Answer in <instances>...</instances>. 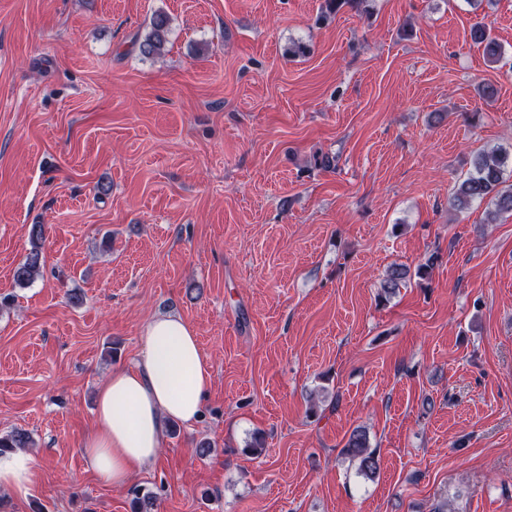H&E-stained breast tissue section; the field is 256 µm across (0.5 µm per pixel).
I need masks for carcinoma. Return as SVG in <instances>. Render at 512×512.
Instances as JSON below:
<instances>
[{
    "label": "carcinoma",
    "instance_id": "1",
    "mask_svg": "<svg viewBox=\"0 0 512 512\" xmlns=\"http://www.w3.org/2000/svg\"><path fill=\"white\" fill-rule=\"evenodd\" d=\"M169 17L160 12L153 16L145 38L139 42V52L145 57L159 56L163 53L169 34ZM472 41L484 46L489 62H498L501 48L487 28L477 22L470 30ZM506 156L499 149L492 148L479 153L473 161V169L468 176L453 189L451 202L459 210L468 208L474 201H488L499 212H512V183L505 178ZM45 228L42 224L30 227V249L24 259L15 267L13 278L20 286L33 282L41 273V242ZM434 259L430 258L412 271L408 267L394 264L389 267L381 283L380 298L387 301L397 294L412 277L425 279L429 276ZM30 436L21 430L0 435V453L16 448L30 447ZM345 454L358 460L359 471L367 476L377 472L376 451L369 446V439L362 429L354 430L345 445Z\"/></svg>",
    "mask_w": 512,
    "mask_h": 512
}]
</instances>
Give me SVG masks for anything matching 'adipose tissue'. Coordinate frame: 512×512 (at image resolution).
<instances>
[{
    "mask_svg": "<svg viewBox=\"0 0 512 512\" xmlns=\"http://www.w3.org/2000/svg\"><path fill=\"white\" fill-rule=\"evenodd\" d=\"M211 383V366L191 325L177 315L154 317L135 364L115 367L98 388L82 445L95 476L123 487L150 468L167 423L198 421ZM36 480L29 453L0 454V488L24 498Z\"/></svg>",
    "mask_w": 512,
    "mask_h": 512,
    "instance_id": "obj_1",
    "label": "adipose tissue"
}]
</instances>
